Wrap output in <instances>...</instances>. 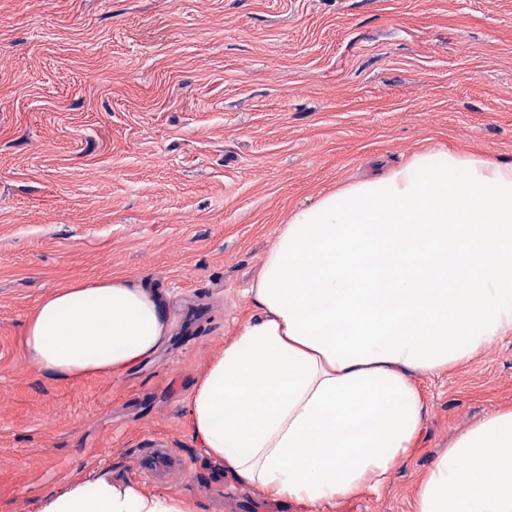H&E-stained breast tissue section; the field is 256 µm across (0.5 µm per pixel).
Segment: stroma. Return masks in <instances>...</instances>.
Here are the masks:
<instances>
[{"label":"stroma","instance_id":"obj_1","mask_svg":"<svg viewBox=\"0 0 512 512\" xmlns=\"http://www.w3.org/2000/svg\"><path fill=\"white\" fill-rule=\"evenodd\" d=\"M439 149L512 163V0H0V512L99 476L197 512L268 502L196 448L195 379L294 211ZM112 273L168 296L167 347L47 380L27 320ZM415 383L418 443L384 484L283 512H414L449 440L512 406V334ZM148 438L183 470L144 480Z\"/></svg>","mask_w":512,"mask_h":512}]
</instances>
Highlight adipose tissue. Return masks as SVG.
Returning a JSON list of instances; mask_svg holds the SVG:
<instances>
[{"instance_id":"ef3b65f1","label":"adipose tissue","mask_w":512,"mask_h":512,"mask_svg":"<svg viewBox=\"0 0 512 512\" xmlns=\"http://www.w3.org/2000/svg\"><path fill=\"white\" fill-rule=\"evenodd\" d=\"M253 312L188 397L198 448L239 483L314 507L384 483L426 412L415 376L512 333V164L428 151L318 197L280 225ZM155 289L120 276L43 298L23 354L43 375L121 377L169 342ZM42 512H193L100 477ZM415 512H512V408L467 428L420 484Z\"/></svg>"}]
</instances>
